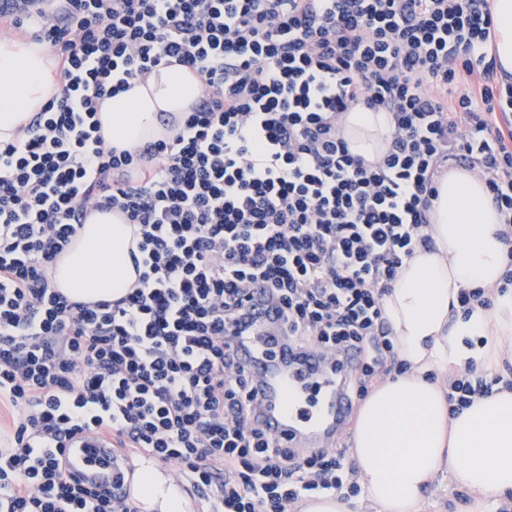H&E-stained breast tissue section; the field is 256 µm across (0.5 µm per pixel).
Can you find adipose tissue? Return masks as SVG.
<instances>
[{
	"mask_svg": "<svg viewBox=\"0 0 512 512\" xmlns=\"http://www.w3.org/2000/svg\"><path fill=\"white\" fill-rule=\"evenodd\" d=\"M55 85L47 47L0 42V141L41 110ZM199 93L191 70L157 68L146 83L104 102L101 133L138 147L162 134L159 113L186 112ZM341 126L351 151L372 160L386 150L392 118L359 106L343 114ZM438 190L428 227L435 250L405 260L383 298L398 358L409 370L376 386L361 408L351 456L363 496L319 495L299 512H419L423 486L441 473L478 499L512 497V390L474 397L453 415L443 379L449 367L512 351V289H496L504 272L502 218L469 171L449 170ZM131 238L122 215L92 212L51 274L55 287L82 302L122 298L138 280ZM467 287L492 289L490 307L464 315L458 294ZM133 489L142 512H187L172 475L153 462L139 463Z\"/></svg>",
	"mask_w": 512,
	"mask_h": 512,
	"instance_id": "1",
	"label": "adipose tissue"
}]
</instances>
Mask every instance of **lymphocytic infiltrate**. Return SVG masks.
<instances>
[{"instance_id":"1","label":"lymphocytic infiltrate","mask_w":512,"mask_h":512,"mask_svg":"<svg viewBox=\"0 0 512 512\" xmlns=\"http://www.w3.org/2000/svg\"><path fill=\"white\" fill-rule=\"evenodd\" d=\"M0 19L59 74L0 143V512H136L69 477L65 450L90 433L176 468L200 512L356 488L345 449L303 456L266 432L234 339L260 286L289 357L355 354L352 398L405 373L382 298L431 249L453 166L503 217L498 289L512 288V75L488 56L491 0H22ZM161 66L196 73L198 101L166 138L106 144L101 100ZM360 105L393 118L374 161L338 124ZM93 211L139 239L137 285L113 302L70 300L50 277ZM498 384L512 361L449 372L451 412Z\"/></svg>"}]
</instances>
